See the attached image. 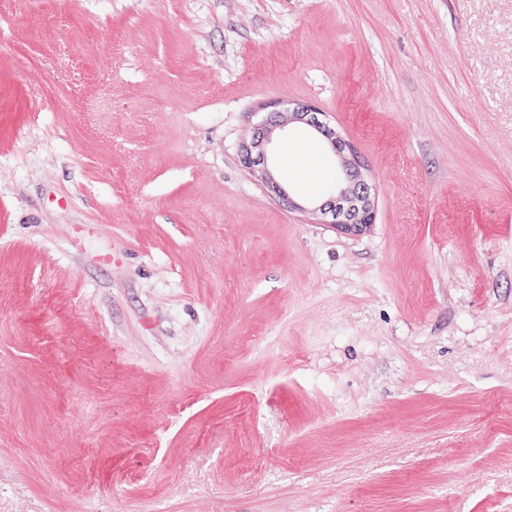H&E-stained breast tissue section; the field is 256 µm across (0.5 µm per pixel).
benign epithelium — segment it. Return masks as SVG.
<instances>
[{
  "mask_svg": "<svg viewBox=\"0 0 512 512\" xmlns=\"http://www.w3.org/2000/svg\"><path fill=\"white\" fill-rule=\"evenodd\" d=\"M291 126L319 140L340 159L339 179L325 200L294 194L290 185L274 174L273 144ZM241 162L245 168L262 175L272 195L288 201L301 213L330 216L348 234H357L373 223L375 200L370 184L364 179L359 156L325 121L324 114L311 105L297 104L286 113H277L276 119L257 129L242 146Z\"/></svg>",
  "mask_w": 512,
  "mask_h": 512,
  "instance_id": "7a95c632",
  "label": "benign epithelium"
}]
</instances>
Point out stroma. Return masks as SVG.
Segmentation results:
<instances>
[{
    "mask_svg": "<svg viewBox=\"0 0 512 512\" xmlns=\"http://www.w3.org/2000/svg\"><path fill=\"white\" fill-rule=\"evenodd\" d=\"M0 512H512V0H0ZM276 118L258 128L250 141L243 144L241 162L245 168L262 175L272 195L288 201L301 213L317 217L331 216L337 226L348 234L360 233L374 220L375 200L370 184L364 179L362 163L350 143L342 139L334 128L311 105L296 104L288 112H276ZM282 118V119H279ZM290 126L319 140L336 158L340 159L339 179L336 176L330 196L325 199L300 197L290 185L275 176L273 144Z\"/></svg>",
    "mask_w": 512,
    "mask_h": 512,
    "instance_id": "1",
    "label": "stroma"
}]
</instances>
